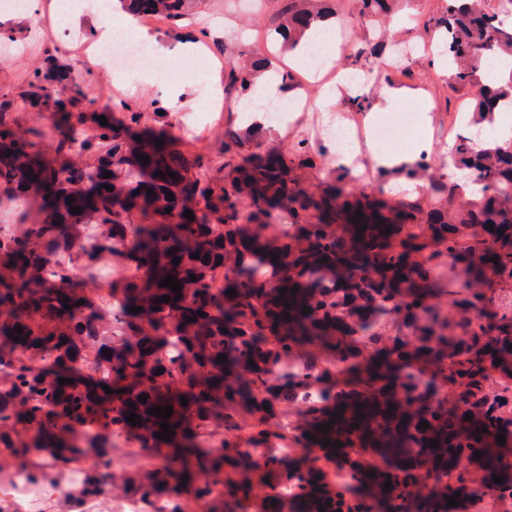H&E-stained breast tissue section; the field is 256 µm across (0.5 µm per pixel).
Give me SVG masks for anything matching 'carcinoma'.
<instances>
[{"instance_id": "carcinoma-1", "label": "carcinoma", "mask_w": 512, "mask_h": 512, "mask_svg": "<svg viewBox=\"0 0 512 512\" xmlns=\"http://www.w3.org/2000/svg\"><path fill=\"white\" fill-rule=\"evenodd\" d=\"M121 2L142 21L175 27L193 15V0ZM394 4L353 0L369 22ZM327 19L336 20L335 0H286L274 19L281 49L294 51ZM426 25L443 31L454 89L480 86L479 62L512 56V29L487 0H446ZM376 46L409 59V48L384 30ZM224 57L227 99L250 90L269 65L244 48ZM511 95L512 74L504 85L481 86L468 125L491 120ZM18 101L49 129L22 122ZM152 106L154 126L136 104L99 105L55 50L45 51L17 97L0 95V212L23 225L0 245V372L8 376L0 449L24 467L44 457L104 458L119 444L133 448L135 462L134 449H146L169 465H133L123 491L147 504L175 491L201 512H248L256 499L263 512H453L450 497L512 498V405L487 393L512 378V147L457 136L454 167L479 185L478 198L457 205L459 184L424 156L377 170L367 192L348 167H329L325 149L305 139L285 148L231 121L224 162L213 166L177 144L160 100ZM309 170L327 180L309 182ZM393 178L426 182L434 195L388 198ZM69 198L82 213L70 212ZM283 213L290 222L272 238L267 228ZM73 224H94L97 233L79 239ZM112 261L136 272L93 275ZM445 265L459 275L442 288ZM168 276L182 285L178 301L160 286ZM165 295L172 300L158 302ZM383 316L399 322L395 333L382 330ZM290 360L297 371H288ZM316 384L323 401L293 427L300 452L292 454L279 412ZM168 405L170 418L149 415ZM162 422L174 432L169 441L159 439ZM337 442L345 448L338 455ZM324 456L345 466L350 495L329 493L319 477ZM105 485L102 470L79 473L64 487L73 512L96 502Z\"/></svg>"}]
</instances>
